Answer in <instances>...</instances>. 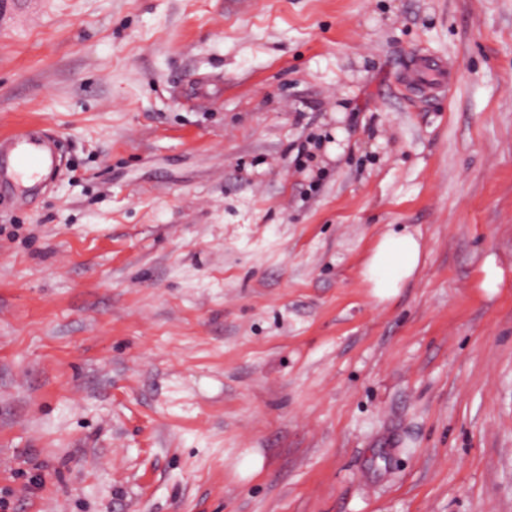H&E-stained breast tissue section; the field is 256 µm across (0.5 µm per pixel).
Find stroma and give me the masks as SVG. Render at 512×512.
Here are the masks:
<instances>
[{
  "instance_id": "obj_1",
  "label": "stroma",
  "mask_w": 512,
  "mask_h": 512,
  "mask_svg": "<svg viewBox=\"0 0 512 512\" xmlns=\"http://www.w3.org/2000/svg\"><path fill=\"white\" fill-rule=\"evenodd\" d=\"M25 126L63 157L0 190L7 512H512V0H18ZM428 69L430 72L416 83L419 93L432 95L444 91L448 86L446 70L438 63L428 64ZM421 253L420 238L411 233L388 232L366 260L362 276L379 296L390 297L414 275Z\"/></svg>"
}]
</instances>
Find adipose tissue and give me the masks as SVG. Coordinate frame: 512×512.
Listing matches in <instances>:
<instances>
[{"label":"adipose tissue","mask_w":512,"mask_h":512,"mask_svg":"<svg viewBox=\"0 0 512 512\" xmlns=\"http://www.w3.org/2000/svg\"><path fill=\"white\" fill-rule=\"evenodd\" d=\"M421 253L422 243L415 235L388 232L366 260L362 276L379 296H392L414 275Z\"/></svg>","instance_id":"ef3b65f1"}]
</instances>
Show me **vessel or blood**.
Instances as JSON below:
<instances>
[{
  "label": "vessel or blood",
  "mask_w": 512,
  "mask_h": 512,
  "mask_svg": "<svg viewBox=\"0 0 512 512\" xmlns=\"http://www.w3.org/2000/svg\"><path fill=\"white\" fill-rule=\"evenodd\" d=\"M448 76L437 63L430 64L427 75L417 82L419 93L434 94L446 89ZM53 136L44 130L27 127L0 136V184L26 194L38 176H50L57 166L54 161Z\"/></svg>",
  "instance_id": "1"
}]
</instances>
